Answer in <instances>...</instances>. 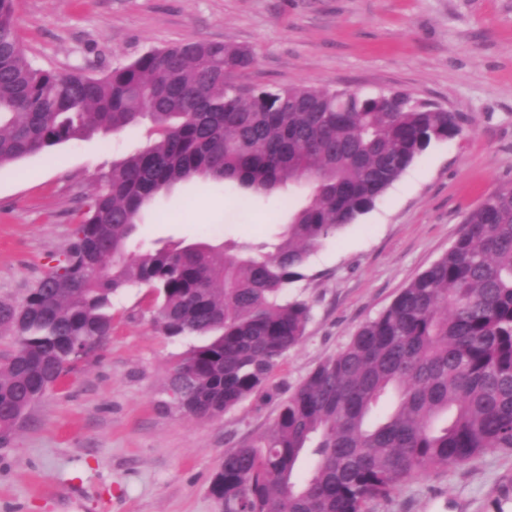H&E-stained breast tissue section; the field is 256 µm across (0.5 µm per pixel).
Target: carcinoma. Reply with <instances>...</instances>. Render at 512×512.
<instances>
[{
  "label": "carcinoma",
  "mask_w": 512,
  "mask_h": 512,
  "mask_svg": "<svg viewBox=\"0 0 512 512\" xmlns=\"http://www.w3.org/2000/svg\"><path fill=\"white\" fill-rule=\"evenodd\" d=\"M252 50L200 39L152 49L101 76L32 63L0 0V165L96 131L151 123L148 142L98 176L57 264L0 299V439L66 373L77 348L112 334V300L146 285L168 337L193 336L168 392L219 417L274 395L309 305L283 300L309 257L371 210L463 118L403 91L237 82ZM194 179L245 196L305 184L269 252L178 242L131 250L146 207ZM512 448V183L469 214L443 256L281 403L274 429L224 453L210 483L224 512H368L420 471Z\"/></svg>",
  "instance_id": "1"
}]
</instances>
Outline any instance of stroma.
<instances>
[{"instance_id":"35a3bbf8","label":"stroma","mask_w":512,"mask_h":512,"mask_svg":"<svg viewBox=\"0 0 512 512\" xmlns=\"http://www.w3.org/2000/svg\"><path fill=\"white\" fill-rule=\"evenodd\" d=\"M33 63L98 75L197 38L253 48L256 86L400 90L462 114L461 135L432 143L374 208L329 236L287 298L311 318L275 369L278 395L198 420L167 383L194 340L156 329L146 287L115 298L112 334L77 361L0 449V512H224L209 493L225 452L266 434L280 401L443 256L466 215L512 182V0H16ZM98 132L0 166V299L19 297L69 240L96 177L145 140ZM306 195L242 199L195 180L157 196L137 241L158 248L218 239L275 242ZM370 512H512V448L427 470Z\"/></svg>"}]
</instances>
